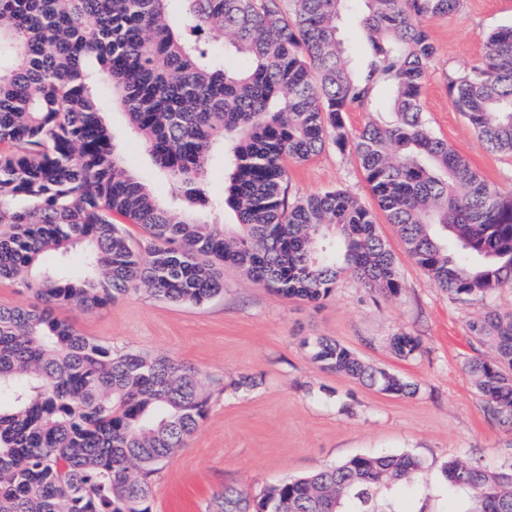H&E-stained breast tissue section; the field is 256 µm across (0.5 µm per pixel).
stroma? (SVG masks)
I'll return each mask as SVG.
<instances>
[{"label": "stroma", "instance_id": "35a3bbf8", "mask_svg": "<svg viewBox=\"0 0 512 512\" xmlns=\"http://www.w3.org/2000/svg\"><path fill=\"white\" fill-rule=\"evenodd\" d=\"M503 26H512V0H462L448 17L431 22L436 56L424 106L431 129L507 195L512 157L486 149L455 110L448 87L480 57L482 35ZM104 118L125 168L169 202L170 183L132 134L124 110L107 103ZM288 178L293 200L345 189L376 205L354 156L332 145L289 163ZM376 220L399 262L402 288L394 296L345 276L327 299L309 303L280 296L228 265L223 294L198 305L163 301L142 289L94 312L60 310L101 344L193 367L210 397L205 419L154 476L152 512H211L225 485L257 496L283 478L381 452L411 453L422 470L410 486L378 487L374 512H466L469 496L448 489L445 463L468 457L492 471L512 465V435L486 417L466 370L482 352L469 322L491 309L511 312L512 288L454 300L407 257L384 214ZM400 331L420 336V354L407 360L392 354L389 340ZM319 336L398 373L416 392L384 394L322 369L304 346ZM244 375L255 386L238 387Z\"/></svg>", "mask_w": 512, "mask_h": 512}]
</instances>
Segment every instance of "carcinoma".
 Returning <instances> with one entry per match:
<instances>
[{
  "label": "carcinoma",
  "mask_w": 512,
  "mask_h": 512,
  "mask_svg": "<svg viewBox=\"0 0 512 512\" xmlns=\"http://www.w3.org/2000/svg\"><path fill=\"white\" fill-rule=\"evenodd\" d=\"M460 0H0V281L32 291L41 306L0 305V512H151L152 476L204 419L197 372L169 357L115 352L57 311L102 308L141 286L201 304L236 266L283 297L316 303L343 274L395 295L396 257L372 210L331 189L292 201L288 162L327 145L353 153L405 252L454 299L512 287V196L488 183L437 136L423 89L435 56L426 22ZM357 10L366 59H345L342 14ZM229 38L241 59L187 33ZM390 121L353 132L344 115L369 106L380 85ZM169 179L182 206L161 203L131 176L102 121L103 90ZM453 104L486 149L512 154V27L483 38L469 71L449 86ZM224 146V189L205 172ZM229 209L232 224H206L198 208ZM118 214L142 227L135 246ZM81 248L77 274L42 272L43 255ZM494 358L467 372L486 414L512 433V313L469 323ZM400 359L422 347L391 336ZM322 368L392 395L416 387L325 337L307 342ZM408 453L356 455L313 475L287 478L259 497L228 485L221 512H345L352 497L409 482ZM453 488L471 512H512V468L490 471L454 458Z\"/></svg>",
  "instance_id": "obj_1"
}]
</instances>
